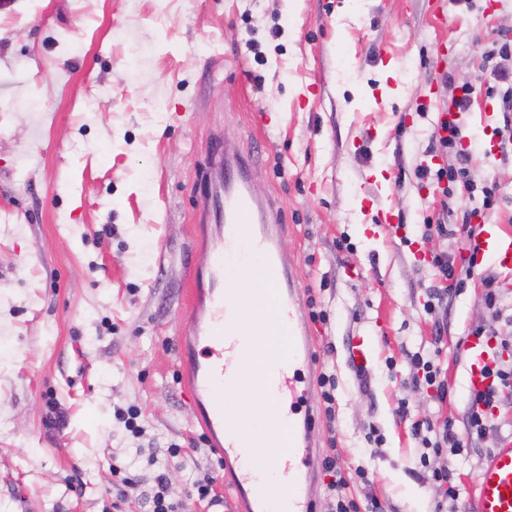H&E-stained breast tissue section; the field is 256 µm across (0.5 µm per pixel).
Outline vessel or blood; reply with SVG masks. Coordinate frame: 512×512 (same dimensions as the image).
I'll return each instance as SVG.
<instances>
[{"mask_svg":"<svg viewBox=\"0 0 512 512\" xmlns=\"http://www.w3.org/2000/svg\"><path fill=\"white\" fill-rule=\"evenodd\" d=\"M253 159L225 150L224 167L204 181L212 198V218L220 227L204 263L206 287L197 289L188 315L193 345L181 356L193 400L200 405V425L221 459H235L239 474L233 489L215 495L208 512L237 508L239 498L252 494V512H314L318 491L320 450L315 439L318 422L314 392L306 372L315 360L314 341L300 299L298 279L280 248L285 229L272 201L255 199L249 187ZM474 247L491 253L512 272V234L501 225H487ZM253 267L272 287L271 297L245 294L239 272ZM257 303L254 319L245 309ZM287 336L285 354L265 347L269 328ZM473 360L471 385L483 391L490 384L483 366L500 360L496 346L472 338L464 347ZM246 387L262 389L271 404L288 406L285 420L258 432L243 423L232 406ZM275 454L289 450L294 464L283 485L268 490L257 485L263 464L259 450ZM473 512H512V443L489 455L475 488Z\"/></svg>","mask_w":512,"mask_h":512,"instance_id":"b4317fda","label":"vessel or blood"}]
</instances>
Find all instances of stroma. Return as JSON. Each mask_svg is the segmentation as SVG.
<instances>
[{
    "mask_svg": "<svg viewBox=\"0 0 512 512\" xmlns=\"http://www.w3.org/2000/svg\"><path fill=\"white\" fill-rule=\"evenodd\" d=\"M455 0H0V512H116L120 475L137 482L117 512H151L156 478L179 512H204L192 482L235 463L199 436L178 367L190 291L186 258L210 210L200 188L220 167L216 141L258 157L254 196L288 227L311 321L315 371L335 374L336 427L321 450L369 471L384 512H431L439 494L415 474L421 448L398 415L466 422L478 326L512 336L481 279L512 276L468 257L457 189L441 204L416 175L440 166L433 134L457 85L482 78V52L512 39V0L485 11ZM501 112L475 99L462 145L475 183L496 180L486 224L512 222V149L488 154ZM433 218L454 236L422 239ZM347 247L337 250V240ZM470 270L428 313L432 254ZM441 341L448 396L411 381L409 356ZM371 356L350 359L354 343ZM135 408L141 435L121 412ZM496 429L448 455L460 512L486 457L512 442V405ZM179 449L171 457L170 449Z\"/></svg>",
    "mask_w": 512,
    "mask_h": 512,
    "instance_id": "obj_1",
    "label": "stroma"
}]
</instances>
